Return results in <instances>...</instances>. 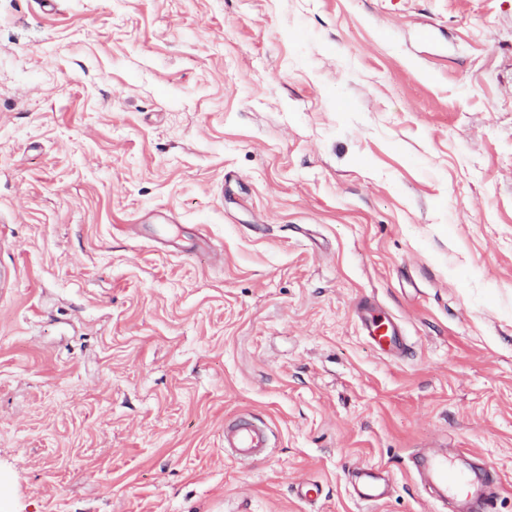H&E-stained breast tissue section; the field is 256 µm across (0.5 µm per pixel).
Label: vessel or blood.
Listing matches in <instances>:
<instances>
[{"instance_id":"1","label":"vessel or blood","mask_w":512,"mask_h":512,"mask_svg":"<svg viewBox=\"0 0 512 512\" xmlns=\"http://www.w3.org/2000/svg\"><path fill=\"white\" fill-rule=\"evenodd\" d=\"M360 330L369 343L394 352L404 349L403 333L398 322L384 317L377 309H369L360 318ZM268 436L265 428L251 419L243 418L227 425L224 429V448L239 461H251L267 452ZM414 469L425 476L427 483L436 488V502L449 508L462 497L470 496L477 486H490L488 469H481L475 475L462 474L449 469L446 455L437 452H423L413 458ZM355 494L359 501L377 504L388 494L377 469L367 467L359 475Z\"/></svg>"}]
</instances>
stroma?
I'll return each mask as SVG.
<instances>
[{
	"label": "stroma",
	"instance_id": "obj_1",
	"mask_svg": "<svg viewBox=\"0 0 512 512\" xmlns=\"http://www.w3.org/2000/svg\"><path fill=\"white\" fill-rule=\"evenodd\" d=\"M428 448L512 512V0H0V512H433ZM360 330L375 347L404 352L403 333L398 322L384 317L376 308L360 316ZM268 436L265 428L242 418L224 428V448L239 461H251L266 455ZM378 472L377 469L370 466L360 473L355 488V494L359 501L366 504H377L387 496V485L380 481Z\"/></svg>",
	"mask_w": 512,
	"mask_h": 512
}]
</instances>
